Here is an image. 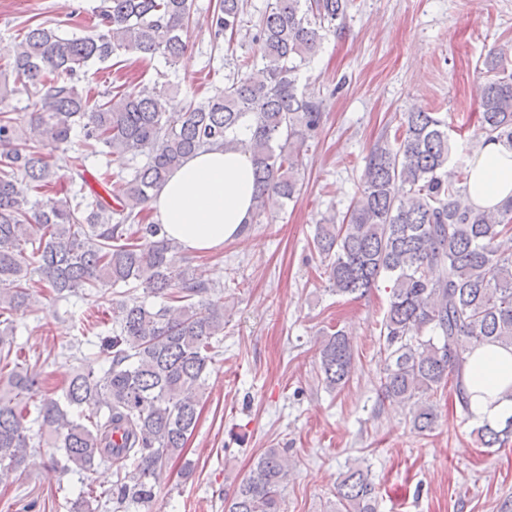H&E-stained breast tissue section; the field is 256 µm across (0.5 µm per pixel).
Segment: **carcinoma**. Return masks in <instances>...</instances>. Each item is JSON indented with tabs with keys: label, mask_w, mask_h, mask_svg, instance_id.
Here are the masks:
<instances>
[{
	"label": "carcinoma",
	"mask_w": 512,
	"mask_h": 512,
	"mask_svg": "<svg viewBox=\"0 0 512 512\" xmlns=\"http://www.w3.org/2000/svg\"><path fill=\"white\" fill-rule=\"evenodd\" d=\"M351 0H268L257 21L244 0H217L214 38L251 34L260 54L235 59L224 87L207 98H186L166 114L173 90L132 88L104 93L83 86L80 73L122 53L136 61L160 54L171 62L186 50L192 0H97L91 12L104 31L62 37L53 21L31 18L0 65V104L24 90L38 97L28 123L0 112V317L31 309L36 289L53 299L98 292L122 283L116 324L100 337L102 374L77 371L52 397L44 379L11 364L14 337L0 331V364L13 365L0 393V474L20 469L33 448L27 418L39 436L63 451L66 472L79 475L110 463L112 488L82 489L68 512L145 505L172 459H181L198 419L212 339L224 335V301L202 275L177 265L180 244L159 223L146 222L151 192L189 157L233 147L252 157L255 195L249 223L284 209L300 192L299 155L320 126L321 102L299 87L300 73L325 36L346 19ZM502 48L483 61L492 78L479 102L475 146L498 141L512 148V72ZM83 130L87 151L145 157L112 200L85 174L79 187L46 202L39 194L58 182L51 151ZM251 136L238 138L241 127ZM397 144H378L366 158L363 188L341 223L317 225L312 244L326 262L329 291L360 299L391 282L380 349L384 400L408 407L419 434L438 426L431 394L454 383L469 411L463 373L470 347L512 346V198L496 209L475 206L468 175L450 171L455 141L439 112L405 113ZM31 245L27 251L21 244ZM164 298L151 307L139 287ZM348 331L323 333L318 377L333 392L353 368ZM34 402L30 411L28 402ZM97 406L88 416L83 405ZM483 448L512 441V416L476 430ZM293 462L283 448H267L253 462L224 512H281ZM336 512H379L369 469L352 465L335 487Z\"/></svg>",
	"instance_id": "cac0c4a2"
}]
</instances>
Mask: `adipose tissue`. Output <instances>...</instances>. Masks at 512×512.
<instances>
[{"instance_id":"obj_1","label":"adipose tissue","mask_w":512,"mask_h":512,"mask_svg":"<svg viewBox=\"0 0 512 512\" xmlns=\"http://www.w3.org/2000/svg\"><path fill=\"white\" fill-rule=\"evenodd\" d=\"M472 200L492 208L512 196V150L487 142L468 163ZM249 155L215 149L190 157L157 188L150 203L166 234L183 248L211 252L241 239L254 195ZM512 348L481 344L468 362L470 409L479 423L512 415Z\"/></svg>"}]
</instances>
